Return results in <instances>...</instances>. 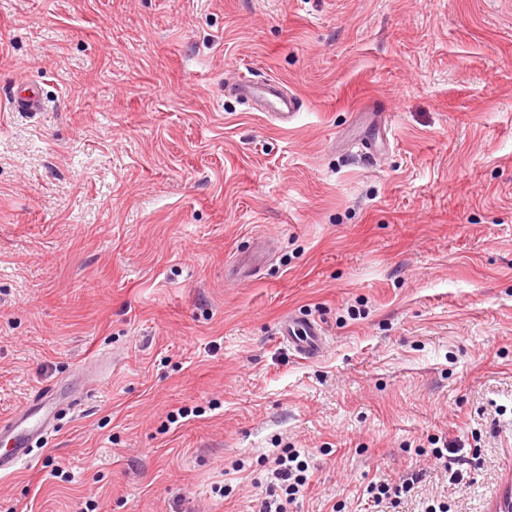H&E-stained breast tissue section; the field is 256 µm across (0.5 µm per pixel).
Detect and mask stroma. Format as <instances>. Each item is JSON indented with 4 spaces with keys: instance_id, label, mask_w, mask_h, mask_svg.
Returning a JSON list of instances; mask_svg holds the SVG:
<instances>
[{
    "instance_id": "35a3bbf8",
    "label": "stroma",
    "mask_w": 512,
    "mask_h": 512,
    "mask_svg": "<svg viewBox=\"0 0 512 512\" xmlns=\"http://www.w3.org/2000/svg\"><path fill=\"white\" fill-rule=\"evenodd\" d=\"M240 72L299 117L225 93ZM24 84L42 111L12 109ZM294 311L326 329L314 361L276 334ZM51 383L83 406L0 478V512H247L287 447L312 479L294 512H361L377 476L415 481L384 512H492L512 0H0V417ZM235 95L253 102L258 112H268L282 127L288 126L298 111V100L282 90L274 80H242L234 82Z\"/></svg>"
}]
</instances>
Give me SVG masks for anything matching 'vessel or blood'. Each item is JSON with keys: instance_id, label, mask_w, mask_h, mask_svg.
Returning <instances> with one entry per match:
<instances>
[{"instance_id": "vessel-or-blood-1", "label": "vessel or blood", "mask_w": 512, "mask_h": 512, "mask_svg": "<svg viewBox=\"0 0 512 512\" xmlns=\"http://www.w3.org/2000/svg\"><path fill=\"white\" fill-rule=\"evenodd\" d=\"M235 95L253 102L258 111L268 113L280 124H288L298 111V100L285 93L274 80H242L234 84ZM277 336L299 359L318 358L326 345V332L321 322L299 313L283 317L277 327ZM57 394L54 388L39 391L31 406L0 419V432L8 431L14 447L10 453L0 454V476L9 477L28 466L35 444L53 427Z\"/></svg>"}]
</instances>
